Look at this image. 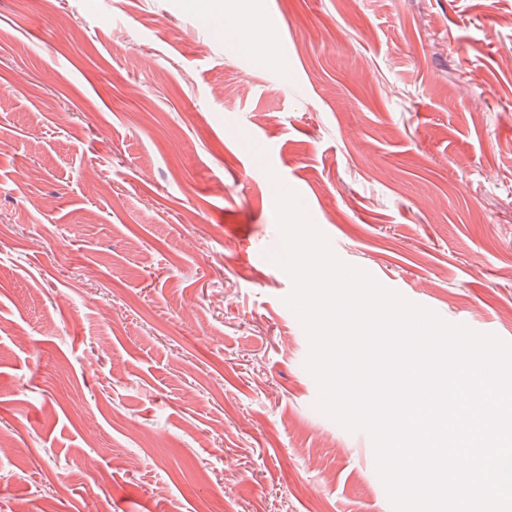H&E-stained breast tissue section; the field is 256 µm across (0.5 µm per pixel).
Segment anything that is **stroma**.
<instances>
[{
    "label": "stroma",
    "mask_w": 512,
    "mask_h": 512,
    "mask_svg": "<svg viewBox=\"0 0 512 512\" xmlns=\"http://www.w3.org/2000/svg\"><path fill=\"white\" fill-rule=\"evenodd\" d=\"M280 183L512 343V0H0V512H395L315 407Z\"/></svg>",
    "instance_id": "35a3bbf8"
}]
</instances>
